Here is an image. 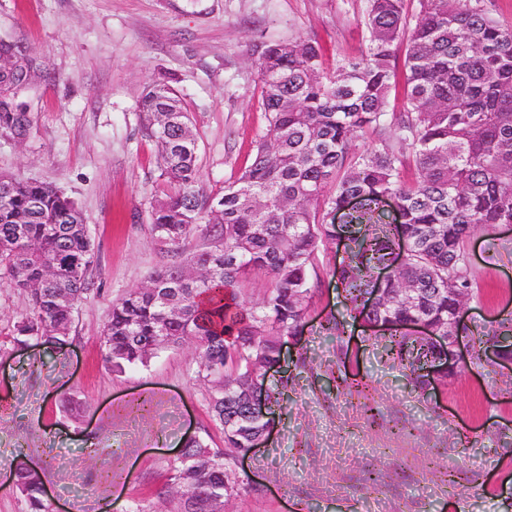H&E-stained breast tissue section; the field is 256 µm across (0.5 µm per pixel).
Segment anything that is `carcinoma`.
Listing matches in <instances>:
<instances>
[{
	"label": "carcinoma",
	"mask_w": 512,
	"mask_h": 512,
	"mask_svg": "<svg viewBox=\"0 0 512 512\" xmlns=\"http://www.w3.org/2000/svg\"><path fill=\"white\" fill-rule=\"evenodd\" d=\"M366 0L367 50L324 71L314 41L291 39L254 46L266 133L251 161L224 193L201 188L198 145L177 92L164 83L143 96V128L156 144L160 177L170 190L152 208V233L167 263L112 305L100 336L107 367L122 373L146 367L157 354L194 346L197 377L208 386L212 421L224 447L202 438L190 456L218 468L185 477L199 491L174 497L166 512H222L240 480L229 459L246 451L265 420L247 415L249 367L280 359L281 341L303 324L318 288L311 271L320 249L346 241L336 268L347 311L372 323L387 360L409 371L413 389L444 353L413 332L423 323L448 333L462 295L473 298L467 240L481 226L512 224V26L492 13V0ZM408 41L403 65L396 48ZM0 133L26 136L33 120L12 101L20 78L5 75ZM403 87L400 112L388 107ZM381 142L362 151L358 138ZM412 171L411 180L404 173ZM398 204L400 223L383 219L385 197ZM341 224L325 210L341 208ZM194 235L206 249L185 254ZM93 248L83 213L62 190L0 174V278L24 291L31 313L16 342L69 338L73 313L91 292ZM390 270L384 282L378 270ZM264 273L263 300L245 307L236 289ZM71 298L60 304L58 296ZM471 351L491 348L512 359V339L464 329ZM368 383L342 378V394L366 399ZM17 489L29 512H50L40 473L20 464Z\"/></svg>",
	"instance_id": "carcinoma-1"
}]
</instances>
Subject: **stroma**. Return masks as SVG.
Masks as SVG:
<instances>
[{"label": "stroma", "mask_w": 512, "mask_h": 512, "mask_svg": "<svg viewBox=\"0 0 512 512\" xmlns=\"http://www.w3.org/2000/svg\"><path fill=\"white\" fill-rule=\"evenodd\" d=\"M363 0H0V38L32 59L38 79L18 92L29 134L0 136V173L61 189L81 207L93 246L94 289L67 343L15 341L30 312L0 279V512H28L10 477L37 468L56 512H157L176 450L189 435L223 447L212 427L192 345L149 367L114 373L100 348L112 305L144 284L166 253L151 235L165 186L139 103L158 82L180 94L199 147L202 187L250 160L267 129L254 43L317 42L327 68L365 50ZM479 295L468 326L492 331L512 314V227L468 240ZM340 244L321 251L318 289L302 332L283 347L288 413L265 447L242 460L226 512H512V365L466 359L421 394L359 322L323 336L343 311ZM370 386L365 416L339 396V377Z\"/></svg>", "instance_id": "obj_1"}]
</instances>
